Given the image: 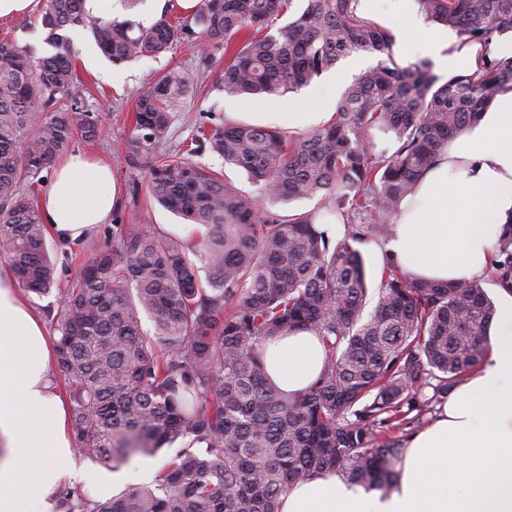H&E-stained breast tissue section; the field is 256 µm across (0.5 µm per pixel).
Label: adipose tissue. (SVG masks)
<instances>
[{"label":"adipose tissue","instance_id":"ef3b65f1","mask_svg":"<svg viewBox=\"0 0 512 512\" xmlns=\"http://www.w3.org/2000/svg\"><path fill=\"white\" fill-rule=\"evenodd\" d=\"M408 48L457 72L477 69V52L454 50L442 28L425 27L416 0H383ZM118 203L111 168L76 153L54 167L42 202L47 227L76 244L108 223ZM512 219V91L475 127L448 143L402 203L385 246L413 277L451 282L483 275ZM481 369L450 394L442 413L416 434L396 466L387 497L329 474L293 486L281 512H512V294ZM324 350L310 331L267 343L266 371L288 393L320 374ZM53 343L0 278V512H46L71 474L75 453L67 402L55 385Z\"/></svg>","mask_w":512,"mask_h":512}]
</instances>
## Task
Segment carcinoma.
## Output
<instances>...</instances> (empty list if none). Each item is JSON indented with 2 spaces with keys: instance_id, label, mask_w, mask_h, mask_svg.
I'll return each instance as SVG.
<instances>
[{
  "instance_id": "1",
  "label": "carcinoma",
  "mask_w": 512,
  "mask_h": 512,
  "mask_svg": "<svg viewBox=\"0 0 512 512\" xmlns=\"http://www.w3.org/2000/svg\"><path fill=\"white\" fill-rule=\"evenodd\" d=\"M304 2L280 26L293 0H199L189 13L168 0L145 26L95 16L84 0H42L23 25H37L51 51L0 43V248L39 297L57 289L43 172L101 126L78 105L72 30L90 31L114 64L181 45L198 58L142 92L126 142L128 155L149 159L148 195L193 234L112 225L116 244L83 241L79 279L46 308L76 452L103 465L173 454L153 484L110 498L64 485L55 512H280L292 486L330 473L388 496L404 447L382 435L421 425L489 349L497 309L481 280H419L388 260L371 293L358 246L392 238L402 201L448 141L512 91V56H490L512 33V0H417L459 47H477L479 67L448 76L428 57L401 62L397 35L362 17L360 0ZM353 54L375 63L321 127L293 136L225 118L158 151L221 56L216 89L248 100L297 94ZM375 130L392 151L373 149ZM206 149L255 191L199 162ZM304 199L317 204L274 210ZM492 271L512 292V222ZM301 329L315 332L325 359L289 395L266 372L265 344Z\"/></svg>"
}]
</instances>
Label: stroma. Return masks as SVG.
I'll use <instances>...</instances> for the list:
<instances>
[{
  "mask_svg": "<svg viewBox=\"0 0 512 512\" xmlns=\"http://www.w3.org/2000/svg\"><path fill=\"white\" fill-rule=\"evenodd\" d=\"M93 45V39L86 33H79L75 39L76 71L81 79L78 95L87 108L101 113L103 122L96 139L77 140L73 149L107 162L119 187V204L111 221L101 225L95 231L94 237L99 244H111L112 227L116 224H143L180 233L178 217L159 205L146 202V160L142 157H128L125 143L132 133L130 116L148 83L169 67H192V51L180 47L169 52L152 53L134 62L115 65L100 53L96 54L94 60H87L86 55ZM372 63V57L363 54L347 58L336 69L324 73L294 97L277 100L255 99L249 102L215 92L199 97L191 101L185 112L178 114L166 147L175 149L191 136L198 123L216 122L233 113H241L263 123L266 122L268 113L288 111L290 105L296 103L305 112L334 111L347 80Z\"/></svg>",
  "mask_w": 512,
  "mask_h": 512,
  "instance_id": "1",
  "label": "stroma"
}]
</instances>
